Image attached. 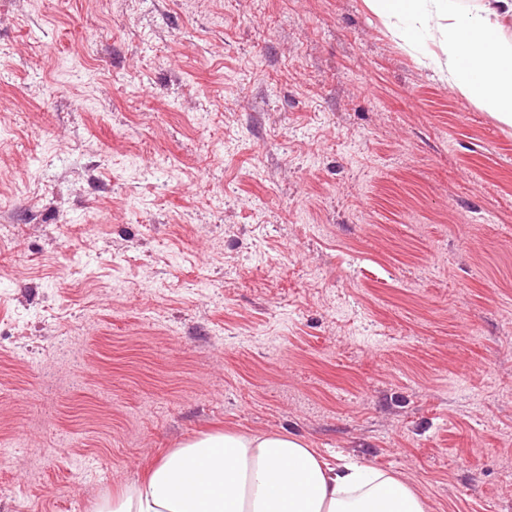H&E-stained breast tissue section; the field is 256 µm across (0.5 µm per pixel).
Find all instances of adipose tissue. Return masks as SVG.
Segmentation results:
<instances>
[{"label": "adipose tissue", "mask_w": 512, "mask_h": 512, "mask_svg": "<svg viewBox=\"0 0 512 512\" xmlns=\"http://www.w3.org/2000/svg\"><path fill=\"white\" fill-rule=\"evenodd\" d=\"M391 27L434 40L429 63L449 86L512 126V0H369ZM97 512H425L412 489L378 469L333 466L285 433H214L170 450L149 475Z\"/></svg>", "instance_id": "ef3b65f1"}]
</instances>
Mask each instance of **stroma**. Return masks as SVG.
Listing matches in <instances>:
<instances>
[{"mask_svg": "<svg viewBox=\"0 0 512 512\" xmlns=\"http://www.w3.org/2000/svg\"><path fill=\"white\" fill-rule=\"evenodd\" d=\"M0 512L288 432L512 512V127L366 0H0Z\"/></svg>", "mask_w": 512, "mask_h": 512, "instance_id": "35a3bbf8", "label": "stroma"}]
</instances>
